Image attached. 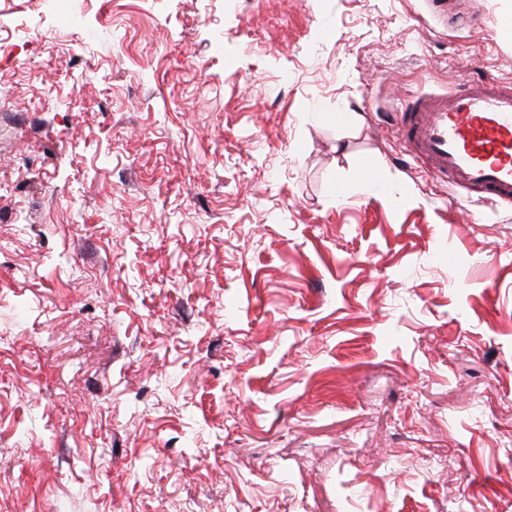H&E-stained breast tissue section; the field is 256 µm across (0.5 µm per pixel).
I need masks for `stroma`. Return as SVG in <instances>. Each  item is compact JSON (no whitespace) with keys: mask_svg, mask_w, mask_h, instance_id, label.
Segmentation results:
<instances>
[{"mask_svg":"<svg viewBox=\"0 0 512 512\" xmlns=\"http://www.w3.org/2000/svg\"><path fill=\"white\" fill-rule=\"evenodd\" d=\"M0 0V512H512V203L402 99L512 0Z\"/></svg>","mask_w":512,"mask_h":512,"instance_id":"obj_1","label":"stroma"}]
</instances>
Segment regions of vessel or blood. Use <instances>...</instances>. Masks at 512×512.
Segmentation results:
<instances>
[{
    "label": "vessel or blood",
    "instance_id": "vessel-or-blood-1",
    "mask_svg": "<svg viewBox=\"0 0 512 512\" xmlns=\"http://www.w3.org/2000/svg\"><path fill=\"white\" fill-rule=\"evenodd\" d=\"M395 126L407 156L483 202H512V91L472 80L401 101Z\"/></svg>",
    "mask_w": 512,
    "mask_h": 512
}]
</instances>
